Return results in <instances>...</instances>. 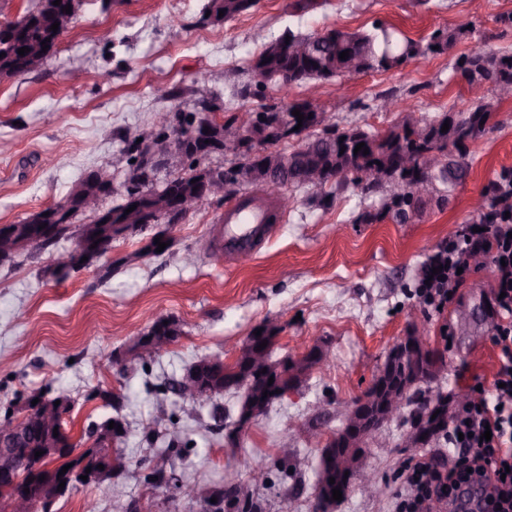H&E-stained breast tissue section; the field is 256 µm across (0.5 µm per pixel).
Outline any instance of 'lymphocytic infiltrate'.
I'll list each match as a JSON object with an SVG mask.
<instances>
[{"mask_svg":"<svg viewBox=\"0 0 512 512\" xmlns=\"http://www.w3.org/2000/svg\"><path fill=\"white\" fill-rule=\"evenodd\" d=\"M480 252L495 270L498 319L490 341L500 351L496 385L454 404L443 433L447 462L432 454L404 461L396 512H432L434 503L454 500L462 486L472 484L483 489L480 512H512V223L489 224L481 232L461 225L428 259L435 274L419 284L417 294L428 307L442 310L472 274L470 255Z\"/></svg>","mask_w":512,"mask_h":512,"instance_id":"1","label":"lymphocytic infiltrate"}]
</instances>
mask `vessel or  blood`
Instances as JSON below:
<instances>
[{"label": "vessel or blood", "mask_w": 512, "mask_h": 512, "mask_svg": "<svg viewBox=\"0 0 512 512\" xmlns=\"http://www.w3.org/2000/svg\"><path fill=\"white\" fill-rule=\"evenodd\" d=\"M277 213L261 194L248 193L224 209V250L233 254L253 248L257 237L272 236Z\"/></svg>", "instance_id": "obj_1"}]
</instances>
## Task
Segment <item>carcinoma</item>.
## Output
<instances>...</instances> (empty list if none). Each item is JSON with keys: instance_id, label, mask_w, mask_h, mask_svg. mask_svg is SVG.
I'll return each instance as SVG.
<instances>
[{"instance_id": "1", "label": "carcinoma", "mask_w": 512, "mask_h": 512, "mask_svg": "<svg viewBox=\"0 0 512 512\" xmlns=\"http://www.w3.org/2000/svg\"><path fill=\"white\" fill-rule=\"evenodd\" d=\"M74 0H61L56 5L54 0H38L35 8L28 11L21 20L0 23V76L17 77L43 71L48 59L55 53L60 37L70 28L62 24L66 16L65 7L73 4ZM257 0H210L207 10L219 13L224 11L222 20H229L244 13L256 5ZM59 23L58 30L52 31L51 26ZM468 32L465 27L454 29H438L429 37L415 41L403 36L395 29L381 22L372 26L369 31H345L337 28L325 29L314 34L295 33L291 30L278 38V41L300 42L311 45L308 56L284 53L275 56L269 47L256 55L250 64L254 75H262L267 82H272V73L279 70L288 71L294 84H307L332 78L353 76L368 71H388L401 65L404 61L416 57H426L442 53L450 49L458 37ZM48 42V50H42L41 42ZM27 47L30 52L19 55L18 49ZM349 51V56L361 61V68L350 69L346 61L339 58L343 51ZM463 76L472 81L477 79L485 83V95L481 99H473L470 107L463 111L450 110L433 119H418L407 115L401 125L389 130L383 135L371 134L360 127L339 129L335 125L325 124L322 112L312 113V118L297 121L292 111L304 110L310 102H294L273 110L259 107L247 112V117L239 125L250 131L258 146L269 151L268 159L275 163L280 157L288 158V187L322 190L326 186L343 189L348 184L362 187L367 203L359 220L368 223L387 215L399 223L408 222L419 214L428 199L418 197L413 190V184L422 180L432 187L433 197L445 203L462 186L468 174V144L481 137L498 112L502 102L512 99V93L503 96L500 88L507 84L512 87V54H497L482 48L462 54L454 60L450 77ZM288 120V125L295 127L302 124L294 137L301 139V145L285 150L279 148L282 139L272 128V123ZM449 123V130L442 131L444 123ZM322 127V132L314 134L312 130ZM365 143L369 154L364 151L354 152L357 144ZM129 159L134 161L130 171V180L141 179L140 185L145 194H152L155 169L146 160L140 159L136 142L128 146ZM242 159L238 165L235 185H248L265 190L264 178L266 171L257 167L251 154H237ZM411 159L414 167L410 173H405L402 163ZM319 170L320 177L313 183L300 181V171L307 167ZM378 169L386 176H396L403 184L400 191H395L387 182H371L362 178V173ZM170 178L162 188L175 195L183 189L193 186L191 180L197 178L194 168H171ZM482 203L469 214L466 223L487 224L497 217L509 212L512 214V169L503 168L489 180L481 190ZM142 207L146 212L137 220L139 224L148 225L152 231L147 243L136 253V257H157L155 238L163 231L149 212L150 201L143 199ZM21 231L36 235L41 229L34 224H0V242L10 239ZM477 316L473 322L474 331L467 332L463 324L461 310H456L452 323L453 331L460 336H477L484 329L490 315L483 306H476ZM278 329L265 326L261 336H248L247 346L242 354L231 364L219 368L211 378L215 381L216 392L219 396L224 392L239 394L238 416L249 414L256 419L266 415L282 394L299 388L307 379L310 370L320 363L317 348H312L301 359L288 357L281 362L272 360L273 347ZM183 334L178 321L160 317L155 319L148 329L140 336H168L176 340ZM267 346L258 349L262 342ZM438 360L432 351H427L423 361H416L411 355L390 357L385 356L383 364L373 376L372 382L366 389L369 400L363 406H357L358 399L354 398L351 405L356 410L345 409L344 414L352 415L351 423L346 427V436L341 438L336 446H325L319 455L316 484V503L321 512L339 504L332 498V489L339 488L342 497H347L353 489L356 470L363 468V448L376 441L383 428L388 423L385 419V407L391 397L397 394L406 379L417 382L415 389L400 398L397 409L401 410L411 404L416 408L409 413L410 428L405 440L407 448L426 446L430 438L442 432L448 425V402L434 395V382L437 379ZM274 379L268 384V379ZM270 395L263 396L264 392ZM437 414L429 437L418 440L415 435V424L431 414ZM211 418L218 429L226 430L229 440H234V422L229 420L226 410L216 405L212 407ZM120 425L121 420L107 418L93 429L86 432L87 438L94 439L97 434H109V422ZM26 431L32 452L42 447L44 433L36 415L27 416ZM349 454L356 463V469L343 473L336 467V455ZM60 461L55 467L50 462L40 461L36 468L27 466L20 469L23 485L30 488L33 496H38L46 488L56 489L67 475H59L62 467L71 463L68 455L61 451L54 456ZM88 463L95 466L101 464L108 469L112 476L119 479L125 472L122 457L115 453L112 442H102L94 439L91 444V455ZM335 483H329V478Z\"/></svg>"}]
</instances>
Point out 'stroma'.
I'll return each instance as SVG.
<instances>
[{
    "label": "stroma",
    "instance_id": "1",
    "mask_svg": "<svg viewBox=\"0 0 512 512\" xmlns=\"http://www.w3.org/2000/svg\"><path fill=\"white\" fill-rule=\"evenodd\" d=\"M209 0H80L70 30L44 70L0 77V224L25 220L61 202L89 171L111 173L115 188L104 207L125 191L129 140L168 111L194 112L209 105L218 120L243 117L259 106L312 100L341 128L382 133L402 113L382 110L393 95L416 116L460 111L470 95L451 79L453 57L477 48L512 53V27L500 15L512 0H316L305 12L297 0H259L226 21L207 16ZM419 40L438 29L472 22L450 51L413 58L391 70L319 83L316 91L257 87L251 59L285 31L371 29L375 21ZM174 96L161 100L156 86ZM470 172L451 203L428 205L406 224L382 218L360 222V188L347 186L325 199L323 191L294 189L293 207L278 233L240 258L212 261L222 246L217 222L225 201L213 197L173 227L168 253L136 258L139 237L112 242V258L128 263L102 280L94 263L59 280L54 256L74 248L91 213L76 214L56 245L22 254L0 266V416L35 392L70 397L67 427L73 436L121 413L127 434L118 448L125 476L59 499L53 512H205L199 498L149 482L161 467L184 482L247 487L261 512H315L318 444L308 436L316 408L332 414L326 433L340 428L345 403L367 387L388 350L410 329L445 356L441 384L467 392L491 385L499 351L489 337L466 343L450 336V309H428L416 295L421 270L469 215L487 181L512 168V100L502 104L490 129L469 145ZM158 317L178 320L183 333L148 367L120 371L114 358ZM278 327L272 357H300L320 347L328 362L314 367L300 390L289 391L267 416L252 421L229 446L215 431L208 406L190 408L166 384L202 357L234 361L239 348L263 325ZM123 396L120 410L105 397ZM409 426L398 414L363 463L384 484L380 497L352 490L333 512H394L393 494L403 482V445ZM293 441H284L285 432ZM262 463L263 485H250L241 458Z\"/></svg>",
    "mask_w": 512,
    "mask_h": 512
}]
</instances>
